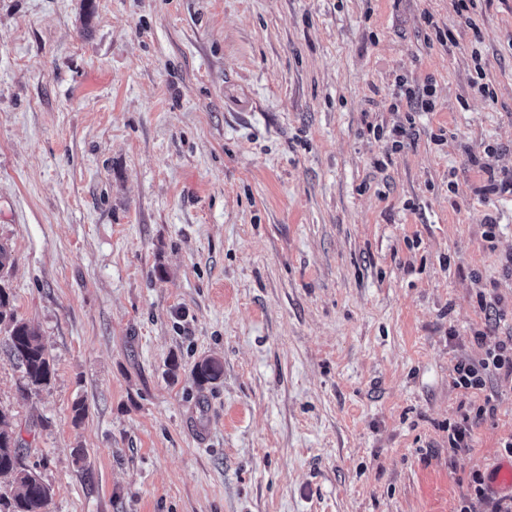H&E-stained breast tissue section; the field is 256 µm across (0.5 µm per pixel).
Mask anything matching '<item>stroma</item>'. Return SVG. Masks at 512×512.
<instances>
[{
  "label": "stroma",
  "instance_id": "stroma-1",
  "mask_svg": "<svg viewBox=\"0 0 512 512\" xmlns=\"http://www.w3.org/2000/svg\"><path fill=\"white\" fill-rule=\"evenodd\" d=\"M0 240L49 512H459L512 436L497 376L448 448L456 357L512 334V0H0ZM434 90L431 84L423 87L411 84L407 78L397 76L391 93L389 109L393 112H432L436 105L433 100ZM9 347L12 357L23 368L25 384L23 397L47 386L53 364L38 331L23 319L10 316Z\"/></svg>",
  "mask_w": 512,
  "mask_h": 512
}]
</instances>
